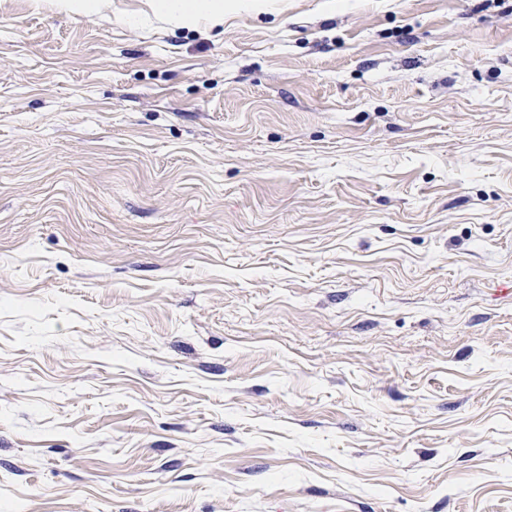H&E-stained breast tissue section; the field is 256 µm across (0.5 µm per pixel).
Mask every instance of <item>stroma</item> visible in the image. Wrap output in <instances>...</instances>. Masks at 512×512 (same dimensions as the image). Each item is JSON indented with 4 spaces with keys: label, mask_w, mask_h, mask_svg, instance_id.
<instances>
[{
    "label": "stroma",
    "mask_w": 512,
    "mask_h": 512,
    "mask_svg": "<svg viewBox=\"0 0 512 512\" xmlns=\"http://www.w3.org/2000/svg\"><path fill=\"white\" fill-rule=\"evenodd\" d=\"M0 0V512H512V0ZM221 0H156V13L165 20H176L194 26L205 20L212 25L224 23V3Z\"/></svg>",
    "instance_id": "obj_1"
}]
</instances>
